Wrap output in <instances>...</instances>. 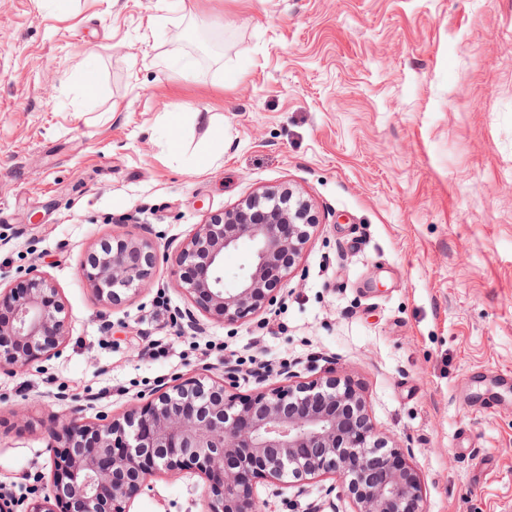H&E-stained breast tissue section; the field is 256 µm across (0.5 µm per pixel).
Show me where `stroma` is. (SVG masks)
<instances>
[{
  "label": "stroma",
  "instance_id": "1",
  "mask_svg": "<svg viewBox=\"0 0 512 512\" xmlns=\"http://www.w3.org/2000/svg\"><path fill=\"white\" fill-rule=\"evenodd\" d=\"M189 72H180L184 59ZM310 230L272 313L183 331L172 287L197 225L265 191ZM155 245L109 305L104 239ZM46 273L61 355L0 373V498L52 493L47 430L158 382L291 366L351 382L412 450L424 512H512V0H0V286ZM255 482L259 512H353ZM196 473L131 512H207ZM157 264L158 256L147 241L113 237L88 254L81 274L101 301L116 305L150 283Z\"/></svg>",
  "mask_w": 512,
  "mask_h": 512
}]
</instances>
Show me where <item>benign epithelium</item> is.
I'll return each mask as SVG.
<instances>
[{
  "label": "benign epithelium",
  "instance_id": "1",
  "mask_svg": "<svg viewBox=\"0 0 512 512\" xmlns=\"http://www.w3.org/2000/svg\"><path fill=\"white\" fill-rule=\"evenodd\" d=\"M316 219L291 191L267 192L199 224L181 248L172 281L195 309L179 312L192 331L203 330L195 311L225 326L244 323L278 304L282 283ZM247 239L253 259L235 288H224V252ZM158 256L137 237L113 238L88 254L82 276L112 305L153 280ZM57 288L32 271L0 295V371L14 372L61 354L68 332ZM258 388L233 392L239 371L219 381L191 376L153 389L122 416L95 422L68 416L51 434L54 499L23 512H128L152 478L175 480L194 472L212 483L210 512H258L253 478L296 484L333 475L347 488L353 512H421L420 478L409 448L377 435L365 401L335 378L297 382L291 366L268 384L260 365L249 371Z\"/></svg>",
  "mask_w": 512,
  "mask_h": 512
}]
</instances>
